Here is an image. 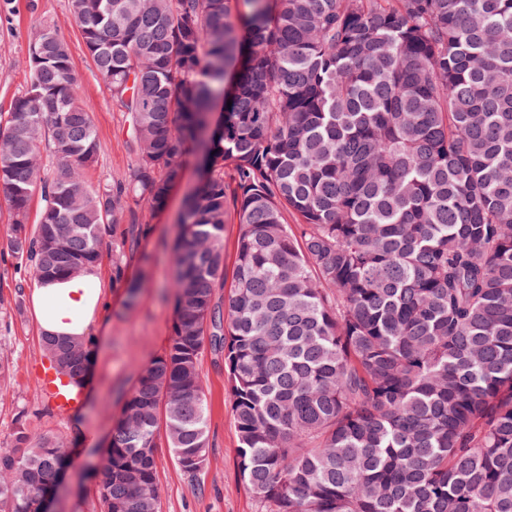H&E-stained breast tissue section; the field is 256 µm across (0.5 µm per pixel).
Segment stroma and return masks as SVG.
<instances>
[{"instance_id": "1", "label": "stroma", "mask_w": 512, "mask_h": 512, "mask_svg": "<svg viewBox=\"0 0 512 512\" xmlns=\"http://www.w3.org/2000/svg\"><path fill=\"white\" fill-rule=\"evenodd\" d=\"M8 21L0 22V112L30 79L27 40L41 21L52 22L67 41L79 76V96L89 106L97 132L98 164L92 182L120 177L132 160L125 119L113 111L105 83L88 56L68 0H14ZM198 185L194 155H187L180 185L158 212H145L153 231L141 250L128 260L129 272L141 285V298L127 305L124 289L112 291L107 332L97 344L90 380L79 413L84 436L72 449L69 482L58 492L56 512H97L84 497L89 468L110 436L116 417L140 369L160 355L172 333L174 299L168 288L184 201ZM33 274H17L0 258V352L9 359V387L0 398V447L9 446L14 421L26 411L32 428L68 431V415L45 416L46 399L35 368L43 359L41 339L28 306H15L18 291H29ZM212 447L205 467L196 475L183 472L166 442L156 449L160 512H266L242 481L237 466L238 437L233 423L224 363L211 352L200 359Z\"/></svg>"}]
</instances>
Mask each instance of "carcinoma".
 Returning a JSON list of instances; mask_svg holds the SVG:
<instances>
[{"mask_svg": "<svg viewBox=\"0 0 512 512\" xmlns=\"http://www.w3.org/2000/svg\"><path fill=\"white\" fill-rule=\"evenodd\" d=\"M245 4L70 0L127 122L133 158L110 183H88L97 135L53 24L30 34V81L0 113L13 266L70 276L108 254L131 305L143 207L200 156L172 334L112 428L101 512H158L162 433L184 472L204 467L207 348L266 512H512V0ZM41 345L80 385L93 339ZM81 435L18 415L0 507L43 512Z\"/></svg>", "mask_w": 512, "mask_h": 512, "instance_id": "1", "label": "carcinoma"}]
</instances>
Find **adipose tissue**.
Instances as JSON below:
<instances>
[{"mask_svg":"<svg viewBox=\"0 0 512 512\" xmlns=\"http://www.w3.org/2000/svg\"><path fill=\"white\" fill-rule=\"evenodd\" d=\"M107 283L94 267L64 279L35 280L30 306L40 336L83 340L106 306Z\"/></svg>","mask_w":512,"mask_h":512,"instance_id":"1","label":"adipose tissue"}]
</instances>
